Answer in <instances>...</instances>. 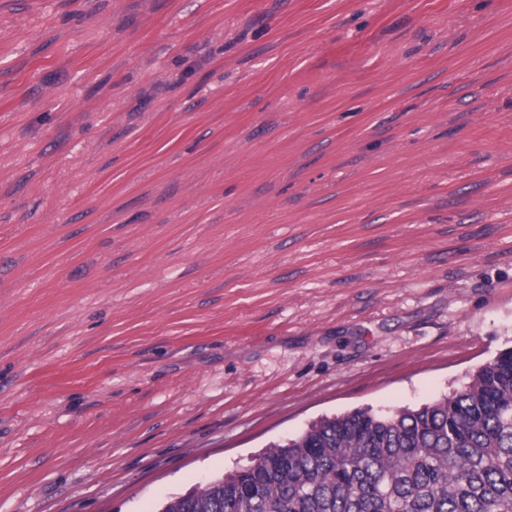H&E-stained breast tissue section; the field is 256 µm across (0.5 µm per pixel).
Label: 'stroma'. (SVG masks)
<instances>
[{
    "label": "stroma",
    "mask_w": 512,
    "mask_h": 512,
    "mask_svg": "<svg viewBox=\"0 0 512 512\" xmlns=\"http://www.w3.org/2000/svg\"><path fill=\"white\" fill-rule=\"evenodd\" d=\"M512 348V0H0V512H161Z\"/></svg>",
    "instance_id": "stroma-1"
}]
</instances>
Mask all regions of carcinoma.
<instances>
[{"label": "carcinoma", "mask_w": 512, "mask_h": 512, "mask_svg": "<svg viewBox=\"0 0 512 512\" xmlns=\"http://www.w3.org/2000/svg\"><path fill=\"white\" fill-rule=\"evenodd\" d=\"M162 512H512V350L418 408L325 418Z\"/></svg>", "instance_id": "obj_1"}]
</instances>
